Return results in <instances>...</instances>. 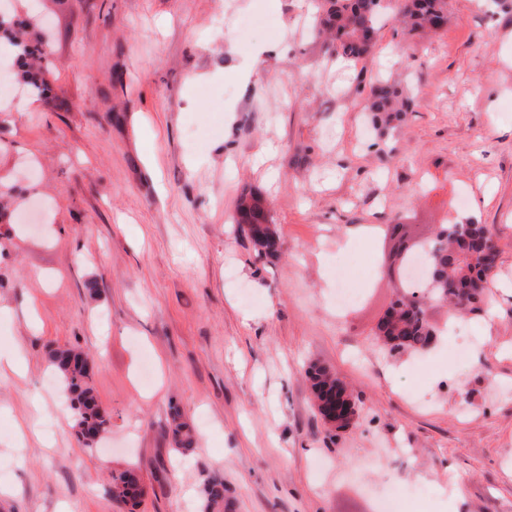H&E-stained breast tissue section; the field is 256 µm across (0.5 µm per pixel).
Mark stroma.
I'll list each match as a JSON object with an SVG mask.
<instances>
[{
  "label": "stroma",
  "instance_id": "obj_1",
  "mask_svg": "<svg viewBox=\"0 0 512 512\" xmlns=\"http://www.w3.org/2000/svg\"><path fill=\"white\" fill-rule=\"evenodd\" d=\"M13 4L49 20L52 94L0 99V179L17 189L0 355L26 365L0 368V512H200L214 474L236 512H377L393 485L402 512H512V14L449 0L446 31L412 37L388 15L346 62L310 0ZM271 43L282 53L258 57ZM379 78L413 92L386 137L364 109ZM249 192L277 258L233 222ZM463 193L461 214L497 235L495 304L456 321L429 304L433 349L384 356L373 334L395 283L375 272L337 313L336 262H382L386 225L429 234ZM63 345L89 355L112 414L93 448L61 385L44 387ZM314 365L346 384L348 428L324 425ZM125 468L146 491L133 510L110 493ZM172 434L177 451L187 454L194 450L193 430L186 422L180 421L178 415L173 419Z\"/></svg>",
  "mask_w": 512,
  "mask_h": 512
}]
</instances>
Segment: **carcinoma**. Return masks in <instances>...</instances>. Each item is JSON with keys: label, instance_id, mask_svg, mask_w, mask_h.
Returning a JSON list of instances; mask_svg holds the SVG:
<instances>
[{"label": "carcinoma", "instance_id": "carcinoma-1", "mask_svg": "<svg viewBox=\"0 0 512 512\" xmlns=\"http://www.w3.org/2000/svg\"><path fill=\"white\" fill-rule=\"evenodd\" d=\"M381 8L382 0H318L320 29L330 37L336 53L361 59L375 43ZM398 16L410 32L437 33L448 23V0H402ZM17 25L11 15L0 13V38L8 41L11 58L17 66L14 78L27 87L28 94L41 97L49 90L41 77L42 44L32 41L31 34ZM409 108L410 98L403 88L387 83L371 87L369 112L375 128L387 129L401 123ZM235 223L251 240L259 256L279 255L280 237L260 196L244 195L238 199ZM494 239L488 225L469 217H457L441 226L434 238L415 240L401 263L406 265L414 255L426 253L423 290L427 297L448 303L457 314L478 311L491 284L493 267L488 262V252ZM376 336L392 352L412 353L428 348L437 330L427 323L414 296L399 295L379 320ZM49 361L70 402L78 439L83 442L88 433L107 432L111 417L102 409L90 385L86 355L76 348L60 347L50 352ZM310 379L319 412L333 410L335 397L346 392L344 385L325 368H312ZM172 434L177 451L187 454L194 450L193 430L177 417L173 419ZM110 491L113 498L135 506L144 488L137 474L125 469L112 472ZM233 508L234 503L225 495L224 480L211 478L204 490V512H232Z\"/></svg>", "mask_w": 512, "mask_h": 512}]
</instances>
